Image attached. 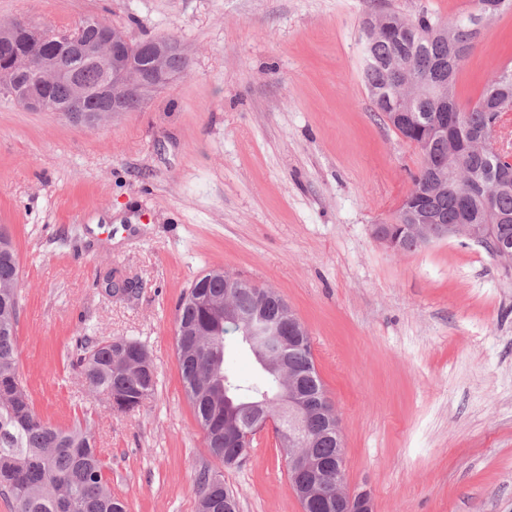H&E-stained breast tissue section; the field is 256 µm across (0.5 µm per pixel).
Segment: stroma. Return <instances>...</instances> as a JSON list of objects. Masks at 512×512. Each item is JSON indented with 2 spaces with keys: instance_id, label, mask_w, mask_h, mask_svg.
<instances>
[{
  "instance_id": "1",
  "label": "stroma",
  "mask_w": 512,
  "mask_h": 512,
  "mask_svg": "<svg viewBox=\"0 0 512 512\" xmlns=\"http://www.w3.org/2000/svg\"><path fill=\"white\" fill-rule=\"evenodd\" d=\"M471 0H0V25L50 34L97 18L189 61L142 107L89 129L0 99V224L17 250L19 371L35 412L91 427L128 512H197L223 475L238 512H301L273 427L245 462L207 448L183 384L176 308L216 268L278 292L305 324L374 512H512V272L452 236L395 252L390 223L421 157L362 82L365 19ZM512 68V10L457 73L459 104ZM140 342L139 411L89 395L76 337ZM198 511L225 512L224 499L232 501L230 491L224 487L222 475L201 471L197 478Z\"/></svg>"
}]
</instances>
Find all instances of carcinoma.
<instances>
[{"label": "carcinoma", "instance_id": "obj_1", "mask_svg": "<svg viewBox=\"0 0 512 512\" xmlns=\"http://www.w3.org/2000/svg\"><path fill=\"white\" fill-rule=\"evenodd\" d=\"M486 0H473V11L447 23L454 40L468 37L472 17L483 9ZM387 25L365 41L363 81L375 110L386 114L385 104L397 92L395 68L431 81L448 83V68L459 70L460 63L448 65V37L418 39V31L438 21L423 13L407 19L396 13L386 14ZM49 44L28 43L19 39L0 40V63L19 55L38 57ZM82 86L94 89L101 84L100 70L85 65L76 74ZM492 80L480 97L467 108L458 101L442 110L422 97L414 103V123L393 126L401 136L419 143L430 139L429 114L469 112L472 127L490 125L499 114L483 102L505 89ZM505 153L497 157H464L463 172L452 183L431 189L421 173L412 177V190L404 199L390 225L401 250L420 247L414 236L407 235L404 216H434L442 224H487L495 238L512 246V190H496L491 174L509 165ZM232 274L221 268L198 277L177 306L176 351L186 394L193 405L212 455L225 465L238 464L241 449L228 448L224 439L225 397L233 399L239 416L247 427H254L265 417L275 418L277 428L288 429L293 416L282 403L286 381L282 367L313 391L324 393L316 371L310 337L304 336L295 347L275 356L277 370L261 367L262 375L243 381L224 367L226 344L230 332L244 336L246 324L254 319L251 294L262 291L244 281L238 294L231 298L237 325L224 321L225 279ZM20 266L8 230L0 225V497L14 512H126L123 502L112 496L106 477V465L88 426L80 423L59 428L42 419L34 410L32 399L18 369L17 326L22 309ZM283 299L279 295L267 302L265 319L272 326L289 332L282 315ZM71 366L91 392L112 396L115 409L124 413L138 411L154 393L156 373L146 349L132 340L96 341L79 336ZM311 434L322 436L313 454L327 462L336 459V435L327 430L325 421L312 418L307 423ZM198 512H224V499L231 498L224 478L203 470L197 478Z\"/></svg>", "mask_w": 512, "mask_h": 512}]
</instances>
